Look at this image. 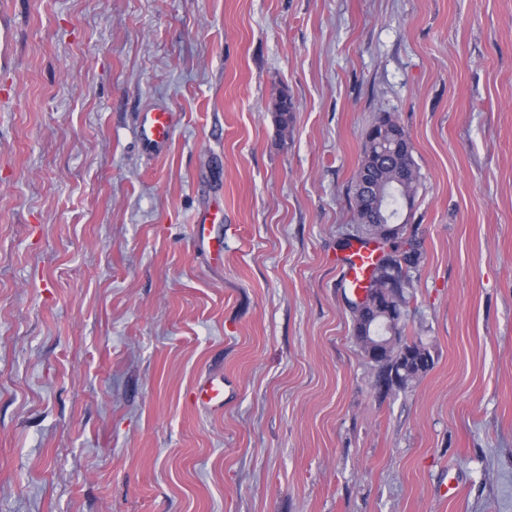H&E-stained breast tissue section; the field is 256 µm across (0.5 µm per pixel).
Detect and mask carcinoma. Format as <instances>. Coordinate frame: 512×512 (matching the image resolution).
<instances>
[{
    "label": "carcinoma",
    "instance_id": "cac0c4a2",
    "mask_svg": "<svg viewBox=\"0 0 512 512\" xmlns=\"http://www.w3.org/2000/svg\"><path fill=\"white\" fill-rule=\"evenodd\" d=\"M418 171L412 156L409 136L404 127L388 113L376 117L365 131L363 156L351 187L355 231L365 237H386L390 252L374 264L363 293L376 288L388 296L399 317L387 327L381 314L358 316V304L352 303L353 335L363 356L372 346L371 328L392 330L383 358L369 359L377 370L376 387L387 393L404 390L425 375L434 364L422 339L406 334L402 316L409 307L412 274L418 270L424 251L408 222L398 221L399 205H412L416 197Z\"/></svg>",
    "mask_w": 512,
    "mask_h": 512
}]
</instances>
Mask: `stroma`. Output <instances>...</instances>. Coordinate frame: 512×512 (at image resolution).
<instances>
[{"label":"stroma","instance_id":"stroma-1","mask_svg":"<svg viewBox=\"0 0 512 512\" xmlns=\"http://www.w3.org/2000/svg\"><path fill=\"white\" fill-rule=\"evenodd\" d=\"M381 112L434 358L386 394L336 265ZM0 512H512V0H0ZM174 129V112L165 108L146 112L139 129L141 144L155 152L166 150ZM196 403H205L214 408H224V385L221 382H209L200 385L193 393Z\"/></svg>","mask_w":512,"mask_h":512}]
</instances>
